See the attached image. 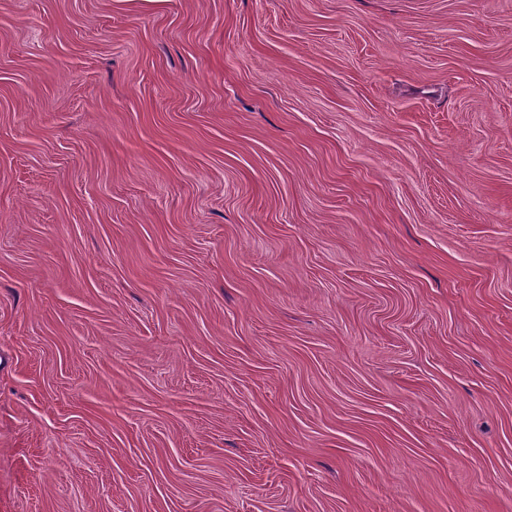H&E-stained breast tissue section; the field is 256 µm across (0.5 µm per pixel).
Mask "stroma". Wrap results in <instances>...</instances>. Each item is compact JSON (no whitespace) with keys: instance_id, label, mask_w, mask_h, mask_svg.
Listing matches in <instances>:
<instances>
[{"instance_id":"1","label":"stroma","mask_w":512,"mask_h":512,"mask_svg":"<svg viewBox=\"0 0 512 512\" xmlns=\"http://www.w3.org/2000/svg\"><path fill=\"white\" fill-rule=\"evenodd\" d=\"M0 512H512V0H0Z\"/></svg>"}]
</instances>
